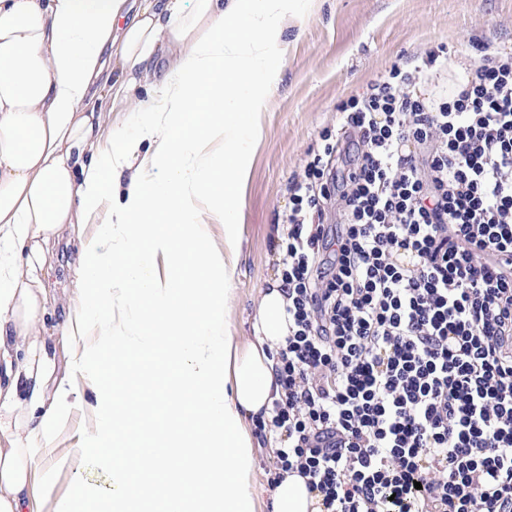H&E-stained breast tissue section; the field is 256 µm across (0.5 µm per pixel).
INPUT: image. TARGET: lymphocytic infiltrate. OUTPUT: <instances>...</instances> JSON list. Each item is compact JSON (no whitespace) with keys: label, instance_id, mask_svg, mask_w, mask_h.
<instances>
[{"label":"lymphocytic infiltrate","instance_id":"obj_1","mask_svg":"<svg viewBox=\"0 0 512 512\" xmlns=\"http://www.w3.org/2000/svg\"><path fill=\"white\" fill-rule=\"evenodd\" d=\"M437 59L340 104L345 173L325 132L292 179L264 427L328 512H512V53L412 97Z\"/></svg>","mask_w":512,"mask_h":512}]
</instances>
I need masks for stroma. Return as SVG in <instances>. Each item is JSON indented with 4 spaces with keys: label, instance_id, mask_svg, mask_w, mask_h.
Masks as SVG:
<instances>
[{
    "label": "stroma",
    "instance_id": "35a3bbf8",
    "mask_svg": "<svg viewBox=\"0 0 512 512\" xmlns=\"http://www.w3.org/2000/svg\"><path fill=\"white\" fill-rule=\"evenodd\" d=\"M487 42L512 49V0H314L311 14L286 31L281 81L257 116L259 137L239 213L242 255L229 311L239 340H250L260 291L281 265L275 230L288 212L291 178L309 153L321 147V132L338 129V105L366 91L391 66L413 65L427 51L443 47L448 68L466 67ZM84 249L97 259L111 256L112 242L101 225L67 228L54 241L52 270L40 275L47 307L45 337L65 405L47 438L37 442L42 452L36 471L56 472L49 499H42L41 486L33 488L41 512H54L77 480L105 498L111 482L103 449L119 444L121 455L136 464L141 442L161 436L167 403L159 393L176 383L175 374L160 366L136 376L137 397L127 412L125 432L111 437L96 390L111 365L112 345L90 318L74 335L62 332L73 307L99 292L78 271Z\"/></svg>",
    "mask_w": 512,
    "mask_h": 512
}]
</instances>
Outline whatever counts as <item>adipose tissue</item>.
<instances>
[{
  "instance_id": "1",
  "label": "adipose tissue",
  "mask_w": 512,
  "mask_h": 512,
  "mask_svg": "<svg viewBox=\"0 0 512 512\" xmlns=\"http://www.w3.org/2000/svg\"><path fill=\"white\" fill-rule=\"evenodd\" d=\"M313 0H0V512H34L32 441L61 416L44 396L54 372L40 323L45 307L27 275L43 271L65 225L101 218L123 229L105 262L83 259L102 284L75 307L112 342V379L100 390L111 429L123 426L136 391L130 349L115 325L113 292L137 312L141 365L172 370L178 384L162 439L145 442L139 469L120 454L108 467L104 512H131L141 478H161L164 512H256L260 492L249 424L282 394L276 354L288 336L281 279L262 291L253 337L223 331L233 297L237 216L256 130L245 122L280 80L283 36ZM114 96L138 119L98 133L89 104L108 66ZM224 227L216 250L206 226ZM172 269L160 279L158 259ZM194 495H187V486ZM272 512H326L307 479L287 473Z\"/></svg>"
}]
</instances>
